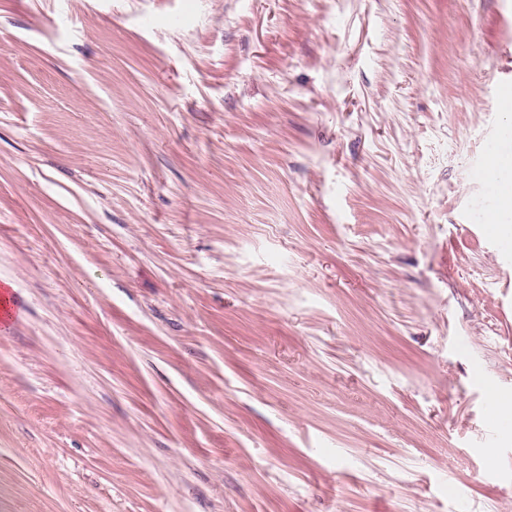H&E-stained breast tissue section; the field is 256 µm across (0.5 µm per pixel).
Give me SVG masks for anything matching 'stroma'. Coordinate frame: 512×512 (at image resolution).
Returning <instances> with one entry per match:
<instances>
[{
	"label": "stroma",
	"instance_id": "stroma-1",
	"mask_svg": "<svg viewBox=\"0 0 512 512\" xmlns=\"http://www.w3.org/2000/svg\"><path fill=\"white\" fill-rule=\"evenodd\" d=\"M507 82L512 0H0V512H512ZM489 172L494 206L485 222L498 237L512 239V151L508 147L493 156Z\"/></svg>",
	"mask_w": 512,
	"mask_h": 512
}]
</instances>
